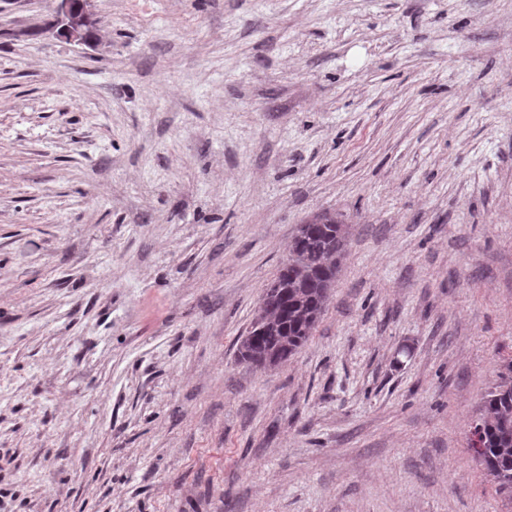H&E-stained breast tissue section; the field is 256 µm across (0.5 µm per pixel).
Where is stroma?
I'll use <instances>...</instances> for the list:
<instances>
[{
	"label": "stroma",
	"instance_id": "obj_1",
	"mask_svg": "<svg viewBox=\"0 0 512 512\" xmlns=\"http://www.w3.org/2000/svg\"><path fill=\"white\" fill-rule=\"evenodd\" d=\"M0 0V512H512V0ZM308 343L238 347L300 224ZM55 23L59 33L68 39L92 42L91 32L96 22L88 9V0H54ZM347 237L348 225L332 214L318 215L299 227L274 278L277 286L266 287L242 337L241 360L275 367L306 344L327 305ZM482 398L480 462L500 491L512 492V359Z\"/></svg>",
	"mask_w": 512,
	"mask_h": 512
}]
</instances>
